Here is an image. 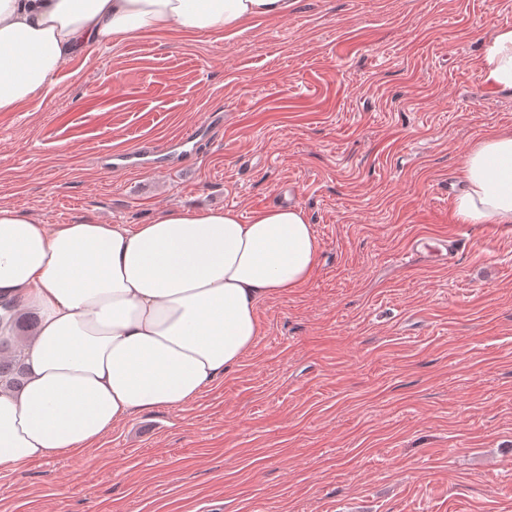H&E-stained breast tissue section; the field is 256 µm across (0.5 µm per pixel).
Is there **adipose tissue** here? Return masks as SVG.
<instances>
[{
  "label": "adipose tissue",
  "instance_id": "obj_1",
  "mask_svg": "<svg viewBox=\"0 0 512 512\" xmlns=\"http://www.w3.org/2000/svg\"><path fill=\"white\" fill-rule=\"evenodd\" d=\"M297 0H0V112L52 90L88 48L181 29L242 30ZM485 82L512 90V28L498 29ZM455 216L512 226V132L478 141ZM319 242L297 205L246 222L224 208L159 210L146 224H46L0 204V338L38 318L24 383L0 384V469L76 453L135 412L179 407L238 364L258 304L310 278Z\"/></svg>",
  "mask_w": 512,
  "mask_h": 512
}]
</instances>
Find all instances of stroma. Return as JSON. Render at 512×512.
<instances>
[{
  "instance_id": "stroma-1",
  "label": "stroma",
  "mask_w": 512,
  "mask_h": 512,
  "mask_svg": "<svg viewBox=\"0 0 512 512\" xmlns=\"http://www.w3.org/2000/svg\"><path fill=\"white\" fill-rule=\"evenodd\" d=\"M502 26L512 0H298L232 37L94 49L0 112V204L43 223L297 204L320 244L237 366L0 471V512H512V228L458 223L448 198L470 148L512 132L481 65ZM211 112L179 167L113 169Z\"/></svg>"
}]
</instances>
